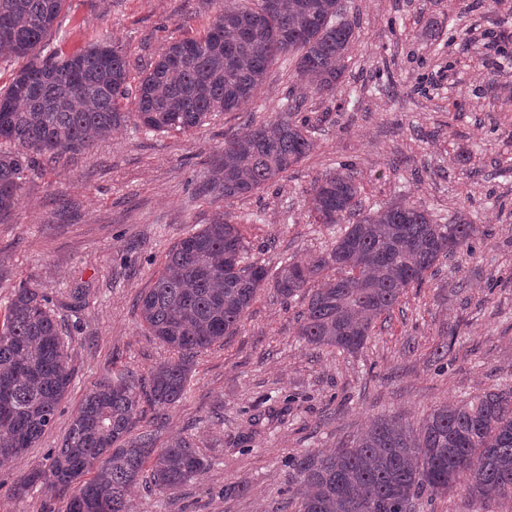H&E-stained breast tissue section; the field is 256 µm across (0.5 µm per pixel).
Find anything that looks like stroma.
Masks as SVG:
<instances>
[{
    "instance_id": "35a3bbf8",
    "label": "stroma",
    "mask_w": 512,
    "mask_h": 512,
    "mask_svg": "<svg viewBox=\"0 0 512 512\" xmlns=\"http://www.w3.org/2000/svg\"><path fill=\"white\" fill-rule=\"evenodd\" d=\"M341 3L359 40L335 95L295 84L283 56L246 111L213 113L187 132L128 125L28 174L17 206L0 216V311L24 280L49 296L68 333L72 381L36 447L0 465V512H62L64 498L47 490L15 495L20 476L48 468L97 384L171 359L135 313L166 252L228 213L250 261L272 271L306 261L335 238L311 218L306 194L344 162L368 208L420 203L442 224L466 213L480 228L471 248L408 288L353 354L298 336L304 295L285 305L261 290L238 332L194 357L186 398L140 416L157 447L192 438L207 470L171 492L137 485L133 512H295L286 457L349 444L381 416L415 423L437 405L512 389V0L493 13L480 0ZM220 4L67 0L47 42L72 52L111 40L134 85L169 41L202 34ZM293 102L315 142L309 156L249 196L204 193L247 112L271 120ZM78 293L85 305L75 310ZM446 338L447 354L435 355Z\"/></svg>"
}]
</instances>
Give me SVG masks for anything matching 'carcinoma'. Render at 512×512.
Returning <instances> with one entry per match:
<instances>
[{
	"label": "carcinoma",
	"mask_w": 512,
	"mask_h": 512,
	"mask_svg": "<svg viewBox=\"0 0 512 512\" xmlns=\"http://www.w3.org/2000/svg\"><path fill=\"white\" fill-rule=\"evenodd\" d=\"M66 0H0V59H25L0 90V214L17 204L26 172L43 160L90 149L130 118L151 132H186L212 112H236L257 94L271 65L295 58L296 78L331 94L358 40L341 0H251L224 5L197 38L171 42L129 95V64L102 39L70 54L40 55ZM289 117L256 123L224 139L209 190L227 200L261 190L314 148L305 123ZM308 211L344 230L331 248L272 273L246 261L239 225L219 215L166 254L136 303L145 329L179 354L149 379L121 375L99 384L73 416L49 468L22 475L16 492L41 486L67 498L65 512H131L130 493L148 480L159 491L197 478L207 461L189 438L155 447L132 434L142 405L165 409L183 399L191 359L241 326L263 288L284 302L305 295L298 336L310 347L355 353L404 292L421 286L442 259L469 246L479 227L465 215L440 224L425 208L394 202L364 208L355 166L341 163L314 180ZM65 341L38 289L22 285L0 321V463L35 447L71 384ZM297 512H404L457 483L486 504L512 499V390L486 391L433 409L419 426L381 417L351 445L288 458Z\"/></svg>",
	"instance_id": "carcinoma-1"
}]
</instances>
